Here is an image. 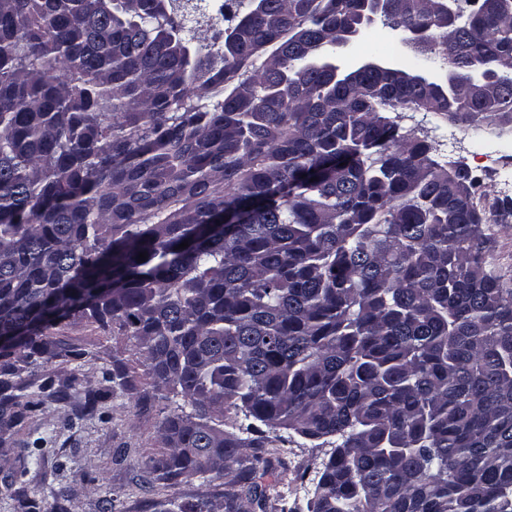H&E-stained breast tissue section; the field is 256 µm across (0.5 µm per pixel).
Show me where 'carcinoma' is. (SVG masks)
<instances>
[{
    "instance_id": "1",
    "label": "carcinoma",
    "mask_w": 512,
    "mask_h": 512,
    "mask_svg": "<svg viewBox=\"0 0 512 512\" xmlns=\"http://www.w3.org/2000/svg\"><path fill=\"white\" fill-rule=\"evenodd\" d=\"M135 2L0 0V336L17 337L0 358L82 357L45 336L65 321L135 339L141 400H182L149 473L232 476L224 512H267L246 450L281 429L334 440L309 512H512V288L479 179L389 116L512 127V79L477 97L465 79L512 66V0H382V23L453 72L445 93L413 67L301 64L369 24L371 0H248L216 51L185 34L210 4ZM14 375L9 425L44 405ZM226 407L266 430L224 429Z\"/></svg>"
}]
</instances>
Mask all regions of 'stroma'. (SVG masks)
Listing matches in <instances>:
<instances>
[{"label":"stroma","mask_w":512,"mask_h":512,"mask_svg":"<svg viewBox=\"0 0 512 512\" xmlns=\"http://www.w3.org/2000/svg\"><path fill=\"white\" fill-rule=\"evenodd\" d=\"M344 65L364 61L415 63L416 54L403 32L374 22L342 49ZM400 133L427 141L437 159L458 162L480 179L475 195L486 217L489 260L504 287L512 288V220L502 218L498 180H512V133L495 124L453 122L423 111L404 110L397 120ZM53 338L85 351L81 360L47 356L39 367L17 363V380L37 392L42 382L65 390L66 400L46 399L39 415L17 427L0 424V512H18L11 488L24 489L37 512H56L58 494L69 498V512H155L158 500L205 497L223 505L225 479L195 477L174 487L146 491L145 463L164 446L159 431L168 401L138 402L151 378L134 340L83 322L59 325ZM122 360L135 377L133 388L113 391L103 375ZM102 393L97 407L82 418L74 410L89 393ZM333 451L293 433L274 439L262 454L270 462L264 478L277 512H307L319 471Z\"/></svg>","instance_id":"1"}]
</instances>
